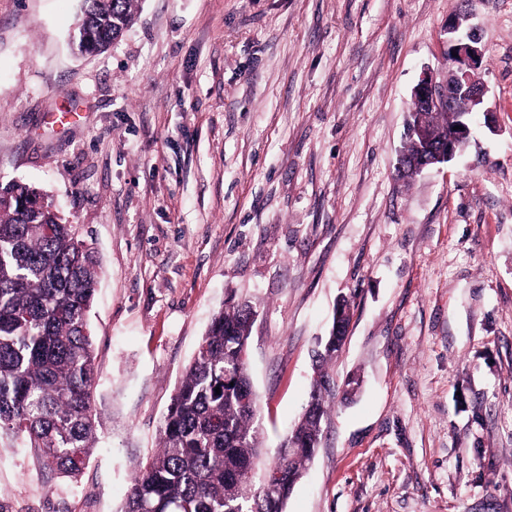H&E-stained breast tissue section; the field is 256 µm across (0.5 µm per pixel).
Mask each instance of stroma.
Wrapping results in <instances>:
<instances>
[{"label": "stroma", "instance_id": "obj_1", "mask_svg": "<svg viewBox=\"0 0 512 512\" xmlns=\"http://www.w3.org/2000/svg\"><path fill=\"white\" fill-rule=\"evenodd\" d=\"M82 0H0V184L47 193L101 264L99 444L78 480L0 435V512H121L211 318L249 301L265 462L351 301L287 512H512V0H141L95 56ZM465 10L484 110L396 167L412 89ZM494 112L486 125L485 109ZM456 126H462V129L454 130V135L447 145H441L438 148H431L433 156L430 158H423L418 160H407L401 155L398 162V167L404 171L408 177H416L424 170L434 167L440 163H447L451 161L457 153H459L463 146H465L470 137V128L467 122H459Z\"/></svg>", "mask_w": 512, "mask_h": 512}]
</instances>
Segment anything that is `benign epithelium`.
<instances>
[{
    "label": "benign epithelium",
    "mask_w": 512,
    "mask_h": 512,
    "mask_svg": "<svg viewBox=\"0 0 512 512\" xmlns=\"http://www.w3.org/2000/svg\"><path fill=\"white\" fill-rule=\"evenodd\" d=\"M481 31L479 25L461 27L455 14L448 19V66L439 75L424 71L412 92L413 102L419 103L423 111L468 114L484 103L487 93L484 75L488 60ZM469 137L470 128L462 122L448 144L432 149V157L410 162L401 157L398 167L407 175L416 177L426 169L451 161L467 144Z\"/></svg>",
    "instance_id": "benign-epithelium-1"
}]
</instances>
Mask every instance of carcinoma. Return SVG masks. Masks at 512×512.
Wrapping results in <instances>:
<instances>
[{
  "mask_svg": "<svg viewBox=\"0 0 512 512\" xmlns=\"http://www.w3.org/2000/svg\"><path fill=\"white\" fill-rule=\"evenodd\" d=\"M139 0H83L72 33L80 53H99L136 20ZM455 113L433 119V142L448 140ZM95 251L63 221L49 196L26 183L0 186V432L38 450L43 469L76 479L97 444L94 342L88 314L99 283ZM253 320L237 302L220 309L186 368L160 426L157 449L134 471L122 512H286L312 459L336 383L322 350L309 403L276 455L277 487L259 463L263 432L248 362ZM234 369V384L224 369ZM221 393H216L215 388Z\"/></svg>",
  "mask_w": 512,
  "mask_h": 512,
  "instance_id": "1",
  "label": "carcinoma"
}]
</instances>
